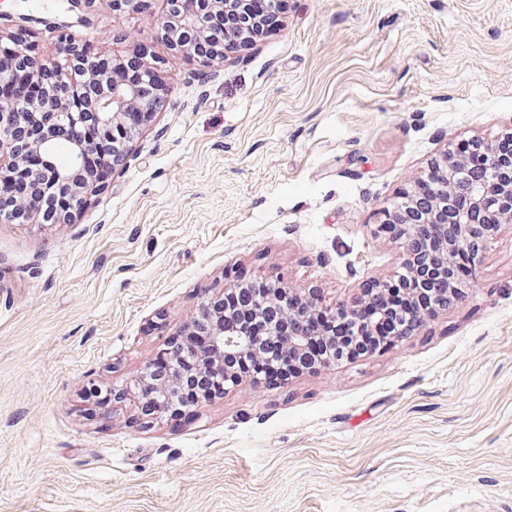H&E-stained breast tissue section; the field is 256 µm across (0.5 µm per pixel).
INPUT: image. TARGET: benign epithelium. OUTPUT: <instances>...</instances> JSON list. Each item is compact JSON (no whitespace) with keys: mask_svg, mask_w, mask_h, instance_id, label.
<instances>
[{"mask_svg":"<svg viewBox=\"0 0 512 512\" xmlns=\"http://www.w3.org/2000/svg\"><path fill=\"white\" fill-rule=\"evenodd\" d=\"M250 0H167V11L161 26V37L171 47L187 54H195L198 40L212 34L210 17L217 13H233L239 19L231 38L241 47H248L259 28L260 22L251 13ZM0 54L19 61L21 67L37 77L46 70L54 72L56 83L36 99L11 100L0 105V179L17 176L25 178L30 190L36 194L54 196L68 194L79 203L97 193L98 184L91 173L81 169V163L89 153L99 151L103 145L112 143V158L124 156L134 137L135 131L126 127V114L131 110L141 112L142 120L152 117V107L164 91L155 83L156 67L143 66L142 78L136 83H127L109 78L106 70L97 68L90 61L100 55L84 48L69 57L67 64L47 63L36 57L33 44L13 37L0 36ZM93 119L99 139L72 142L73 164L60 167L51 154V147L57 141L54 130L60 126H77ZM32 124L46 128L35 142L29 143L18 135L17 126ZM478 152L485 161L486 177L469 194V205L458 206L457 195L460 174L467 160L454 153L445 154L436 163L438 175L431 192V202L426 209L418 206L410 195L397 208L383 213L380 228L396 232L395 238L403 241L406 250V264L414 269V286L422 290L430 286V271L448 273V263L454 256L466 251L477 256L491 233L505 217V208H512V156L501 153L496 142L474 141ZM33 149L42 155L44 167L37 170L25 169V152ZM21 224H71L76 210L60 211L41 216L24 201L15 209L1 210L0 214ZM422 224L442 226L437 243L426 249L413 246ZM456 227V234L448 238V225ZM293 292L288 288L269 291L257 289L253 297L251 315L263 316L272 307H277L297 326L304 323L319 310L318 300L313 299L302 309L292 308ZM362 304L336 305V309L351 315L352 335L358 336L365 326H375L386 319L389 310L383 303L373 307L372 314L362 320L359 311ZM202 327L211 336V358L219 359L226 354H250L260 347L259 341L234 325L231 317L219 321L203 322L200 316L191 318L188 332ZM312 337L299 330L290 332L285 338L288 350L294 354L303 353L311 344ZM179 373H174L158 386L155 395H146L124 385L112 387V401L118 404L131 403L156 417L167 414L173 408L170 394L178 384Z\"/></svg>","mask_w":512,"mask_h":512,"instance_id":"benign-epithelium-1","label":"benign epithelium"}]
</instances>
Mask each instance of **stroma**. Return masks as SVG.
<instances>
[{
	"label": "stroma",
	"instance_id": "35a3bbf8",
	"mask_svg": "<svg viewBox=\"0 0 512 512\" xmlns=\"http://www.w3.org/2000/svg\"><path fill=\"white\" fill-rule=\"evenodd\" d=\"M166 0H0V33L149 49L167 92L71 224L0 220V512H512V221L413 336L190 416L104 413L239 276L323 305L400 271L377 214L512 132V0H288L252 49L161 39Z\"/></svg>",
	"mask_w": 512,
	"mask_h": 512
}]
</instances>
